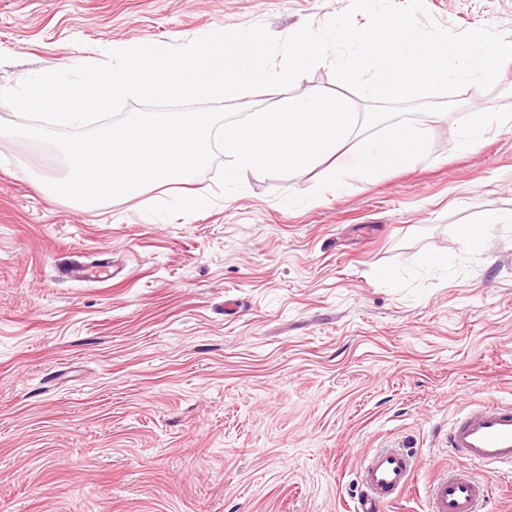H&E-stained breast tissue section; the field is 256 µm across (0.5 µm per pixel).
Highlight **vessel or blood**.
<instances>
[{
    "label": "vessel or blood",
    "instance_id": "vessel-or-blood-1",
    "mask_svg": "<svg viewBox=\"0 0 512 512\" xmlns=\"http://www.w3.org/2000/svg\"><path fill=\"white\" fill-rule=\"evenodd\" d=\"M447 444L463 467L433 482L427 512H480L489 489L472 469L493 464L512 468V404L485 405L456 417ZM415 469L413 456L403 451L387 448L367 456L360 470L356 512H382L409 487Z\"/></svg>",
    "mask_w": 512,
    "mask_h": 512
}]
</instances>
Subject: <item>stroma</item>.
Listing matches in <instances>:
<instances>
[{"label":"stroma","instance_id":"35a3bbf8","mask_svg":"<svg viewBox=\"0 0 512 512\" xmlns=\"http://www.w3.org/2000/svg\"><path fill=\"white\" fill-rule=\"evenodd\" d=\"M349 0H0V89L112 43H184L265 25L321 28ZM445 27L512 33V0H425ZM327 92L365 110L329 64L246 94L244 110ZM408 171H252L206 209L147 214L156 186L98 210L48 199L60 152L0 139V512H352L369 452L417 470L383 512H426L457 461L444 440L475 403L512 401V223L467 245L484 213L512 212V121L459 147L475 112L512 113V64L471 85ZM289 194L308 200L287 206ZM454 258L453 272L427 266ZM73 263L111 278L73 282Z\"/></svg>","mask_w":512,"mask_h":512}]
</instances>
